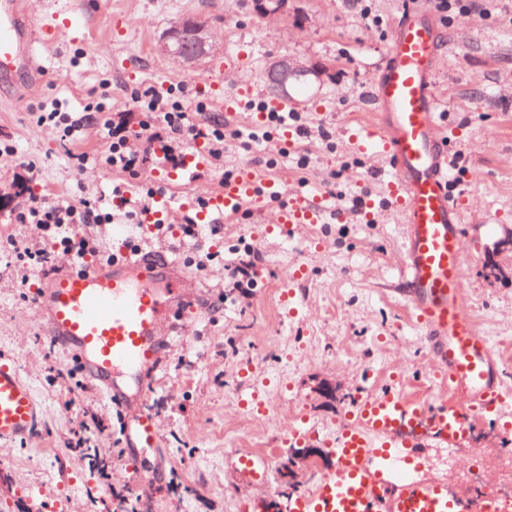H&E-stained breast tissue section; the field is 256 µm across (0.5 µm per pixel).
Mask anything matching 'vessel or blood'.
<instances>
[{"label":"vessel or blood","mask_w":512,"mask_h":512,"mask_svg":"<svg viewBox=\"0 0 512 512\" xmlns=\"http://www.w3.org/2000/svg\"><path fill=\"white\" fill-rule=\"evenodd\" d=\"M57 27L35 35L28 0H0V74H25L22 95L40 91L49 69L46 48ZM435 54L433 20L422 10L399 8L387 61L371 87L378 127L368 137H356L355 144L383 154L395 172L388 192L406 224L407 297L447 397L414 400L391 386L357 398L329 443L335 470L313 490L289 497L286 512H512V501L499 502L489 491L463 497L447 483L413 475L424 447H465L474 418H494L503 430L512 429L503 418L512 410V394L503 389L502 365L461 290L459 238L465 217L448 189L452 159L435 136ZM256 188L255 173L241 170L204 200L198 221L237 214ZM341 218L301 197L281 207L278 224L288 231ZM178 268V261L139 248L108 263L58 269L36 292V312L47 336L77 355L90 380L123 412L125 458L133 466L145 449L162 443L146 408L152 391L140 377L163 371L174 347L172 339L158 336L156 326L162 313L181 315L184 299L173 279ZM42 416L30 384L14 363L1 359L0 447L29 439ZM233 464L254 481L266 477L259 456L242 454Z\"/></svg>","instance_id":"b4317fda"}]
</instances>
